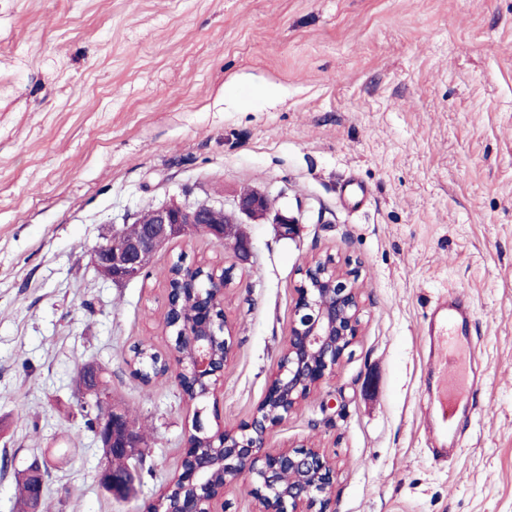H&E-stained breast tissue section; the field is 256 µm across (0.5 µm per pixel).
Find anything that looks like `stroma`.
<instances>
[{"instance_id":"1","label":"stroma","mask_w":512,"mask_h":512,"mask_svg":"<svg viewBox=\"0 0 512 512\" xmlns=\"http://www.w3.org/2000/svg\"><path fill=\"white\" fill-rule=\"evenodd\" d=\"M252 188L300 217L295 238L251 222L245 265L195 234L145 277L96 273L94 249L137 214ZM317 254L357 276L362 325L268 448L319 444L336 512H512V0H0V512H20L36 460L44 512H138L196 410L126 365L140 344L169 352L170 265L233 271L234 344L205 415L235 430ZM451 292L473 310L478 378L457 453L437 459L423 327ZM87 362L148 437L129 502L97 480Z\"/></svg>"}]
</instances>
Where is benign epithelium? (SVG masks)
I'll return each mask as SVG.
<instances>
[{"label":"benign epithelium","mask_w":512,"mask_h":512,"mask_svg":"<svg viewBox=\"0 0 512 512\" xmlns=\"http://www.w3.org/2000/svg\"><path fill=\"white\" fill-rule=\"evenodd\" d=\"M243 216L252 221L270 218L285 237L295 234L300 224L297 216L274 210L273 200L255 189L240 192L230 211L222 205L187 204L171 197L152 208L146 218L134 220L141 225L138 234L113 230L109 243L94 250L96 270L114 284L138 279L161 249L197 230L207 231L221 246L235 240L237 259L246 264L252 257V242L240 232ZM300 274L303 285L285 348L250 420L237 430L221 429L205 450L185 446L177 474L142 512H220L224 487L207 488L216 471L224 473L226 483L241 476L250 481L255 512H334L336 466L324 451L314 444L270 450L266 438L272 427L288 419L334 375L350 353L363 312L361 286L320 255L307 260ZM230 283L231 277L216 274L205 293H196L204 302L199 318L175 322L174 343L165 357L167 372L176 381L187 377L204 383L209 397L215 396L232 348V332L222 312L224 288ZM126 420L124 410L113 409L111 425L96 428L95 436L104 448L113 447L131 457L143 444L129 428L117 436ZM286 475L291 479L285 483ZM98 480L118 488L129 478L104 465Z\"/></svg>","instance_id":"obj_1"}]
</instances>
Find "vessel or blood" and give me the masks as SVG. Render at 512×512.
<instances>
[{
  "mask_svg": "<svg viewBox=\"0 0 512 512\" xmlns=\"http://www.w3.org/2000/svg\"><path fill=\"white\" fill-rule=\"evenodd\" d=\"M467 319V309L453 297L435 309L427 330L430 369L439 375L432 392L439 414L429 423L428 432L437 453L442 456L450 453L448 437L454 430L456 413L472 387L470 375L448 366L449 339L464 338L462 324Z\"/></svg>",
  "mask_w": 512,
  "mask_h": 512,
  "instance_id": "obj_1",
  "label": "vessel or blood"
}]
</instances>
